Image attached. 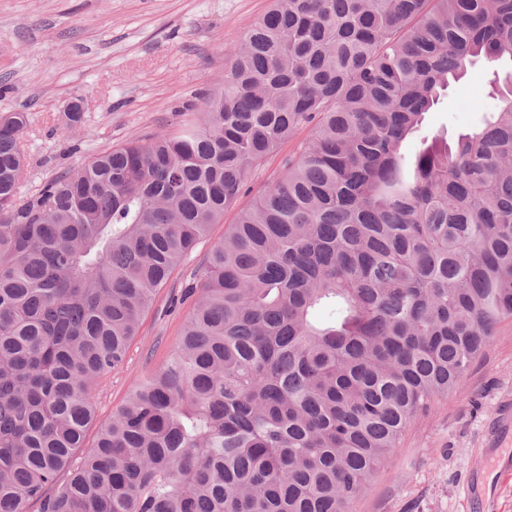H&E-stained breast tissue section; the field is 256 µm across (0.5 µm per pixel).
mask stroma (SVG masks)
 I'll use <instances>...</instances> for the list:
<instances>
[{"label":"stroma","instance_id":"stroma-1","mask_svg":"<svg viewBox=\"0 0 512 512\" xmlns=\"http://www.w3.org/2000/svg\"><path fill=\"white\" fill-rule=\"evenodd\" d=\"M270 0H0V113L25 112L22 194L112 146L173 130L185 104L216 87L238 52L243 27ZM83 97L85 122L65 127L68 103ZM487 67L478 60L450 83L427 113L426 134L457 137L487 120ZM300 128L255 168L239 198L212 225L143 313L123 363L104 375L96 415L104 421L134 383L166 363L191 303L183 299L196 267L224 239L238 212L309 139ZM512 400V322L496 332L459 391L434 399L375 474L352 512H476L463 487L489 481L492 512H512V475L498 474L486 450L496 412Z\"/></svg>","mask_w":512,"mask_h":512}]
</instances>
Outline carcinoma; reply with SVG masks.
I'll use <instances>...</instances> for the list:
<instances>
[{
    "label": "carcinoma",
    "instance_id": "cac0c4a2",
    "mask_svg": "<svg viewBox=\"0 0 512 512\" xmlns=\"http://www.w3.org/2000/svg\"><path fill=\"white\" fill-rule=\"evenodd\" d=\"M239 40L175 130L26 201L0 114V512H351L512 320V0H272ZM478 58L497 112L407 151ZM303 126L76 457L156 290Z\"/></svg>",
    "mask_w": 512,
    "mask_h": 512
}]
</instances>
